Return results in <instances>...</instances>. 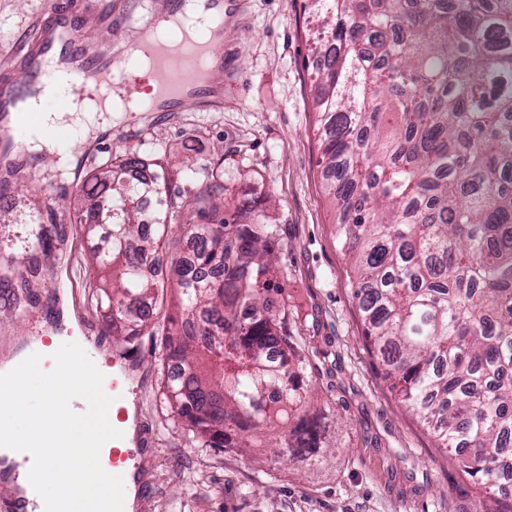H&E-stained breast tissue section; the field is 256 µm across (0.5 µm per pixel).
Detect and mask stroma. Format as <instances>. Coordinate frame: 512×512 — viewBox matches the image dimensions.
Masks as SVG:
<instances>
[{
	"label": "stroma",
	"mask_w": 512,
	"mask_h": 512,
	"mask_svg": "<svg viewBox=\"0 0 512 512\" xmlns=\"http://www.w3.org/2000/svg\"><path fill=\"white\" fill-rule=\"evenodd\" d=\"M116 26L84 18L97 38L133 43L148 18V0H112ZM44 0H0V69L13 47L34 32ZM317 18L295 0H226L224 75L216 98L186 102L176 112H130L109 135L75 149L77 167L62 172L60 156H17L0 182L14 223L30 215L65 236L69 269L42 255L40 290L19 317L0 318V365L47 336L62 305L72 309L69 335L105 331L101 312L81 287L88 244L70 208L94 168L112 152L162 159L172 171L188 160L222 162L225 213L282 228L280 282L309 344V381L317 405L344 425L342 448L328 464L283 465L261 449L197 448L164 403L163 341L138 342L128 385L136 408L142 492L136 512H476L475 490L434 446L384 380L364 345V325L352 296L350 271L336 235L338 211L323 187L319 163L317 84L312 36Z\"/></svg>",
	"instance_id": "obj_1"
}]
</instances>
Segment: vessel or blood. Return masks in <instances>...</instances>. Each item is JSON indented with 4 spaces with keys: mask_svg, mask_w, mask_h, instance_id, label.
Masks as SVG:
<instances>
[{
    "mask_svg": "<svg viewBox=\"0 0 512 512\" xmlns=\"http://www.w3.org/2000/svg\"><path fill=\"white\" fill-rule=\"evenodd\" d=\"M187 0H156L153 22L141 28L134 43V55L125 57L115 50H101L92 32L81 21L75 0H55L38 22L34 37L15 53L23 67L25 81L0 90V161L19 153L37 115L28 108L31 96L41 98L49 109L69 106L71 94L95 98L107 107L113 95H120L128 111H139L135 92L152 84L158 111L180 105L187 87L211 88L208 76L197 73L199 65L209 72L223 70L224 61L213 54L212 45L224 36V0H200L208 15V29L192 35L181 24ZM128 359L123 349L112 350V397L107 407L112 415V443L108 460L113 486H122L127 470L135 462L124 444L122 425L128 419L124 406Z\"/></svg>",
    "mask_w": 512,
    "mask_h": 512,
    "instance_id": "vessel-or-blood-1",
    "label": "vessel or blood"
}]
</instances>
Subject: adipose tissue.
<instances>
[{"label":"adipose tissue","instance_id":"obj_1","mask_svg":"<svg viewBox=\"0 0 512 512\" xmlns=\"http://www.w3.org/2000/svg\"><path fill=\"white\" fill-rule=\"evenodd\" d=\"M46 131L27 143L29 152L39 154L55 149L53 134L59 130H78L89 135L106 129L108 122L98 119L93 107L77 111L67 108L61 112L44 115ZM52 367L55 381L52 388L43 389L45 405L32 409L31 393L27 383H16L18 371L29 376H43L45 367ZM103 372L96 359L86 354L76 342L64 350L51 351L47 362L31 359L28 352L17 354L13 360L0 367V408L25 415L24 428L0 421V434L11 440L10 448L1 451L7 459H15L17 449L42 446L47 440L56 439L54 463L39 472L40 477L51 480L63 488L62 494H42L38 512H112V469L103 449L90 447L88 441L103 427L99 420L109 398V391L102 380ZM82 388L86 409L73 411L71 398L74 388ZM65 459L69 468L60 471L56 460Z\"/></svg>","mask_w":512,"mask_h":512}]
</instances>
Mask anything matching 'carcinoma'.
<instances>
[{
    "mask_svg": "<svg viewBox=\"0 0 512 512\" xmlns=\"http://www.w3.org/2000/svg\"><path fill=\"white\" fill-rule=\"evenodd\" d=\"M322 17L317 68L321 159L341 213L364 342L385 381L477 487L478 512H512L497 495L512 454V0H302ZM140 158L115 154L84 194L95 220L87 302L126 350L163 336L180 372L164 396L202 448H271L275 461L321 462L330 414L314 408L310 359L275 282V224L224 217V170L186 188L162 162L150 185L126 180ZM159 197L145 212L144 197ZM198 238L193 267L163 280L144 265ZM31 247L71 254L35 225ZM24 252L0 260L3 313L30 302ZM175 313L158 327L131 302ZM279 350L288 373L270 368Z\"/></svg>",
    "mask_w": 512,
    "mask_h": 512,
    "instance_id": "cac0c4a2",
    "label": "carcinoma"
}]
</instances>
